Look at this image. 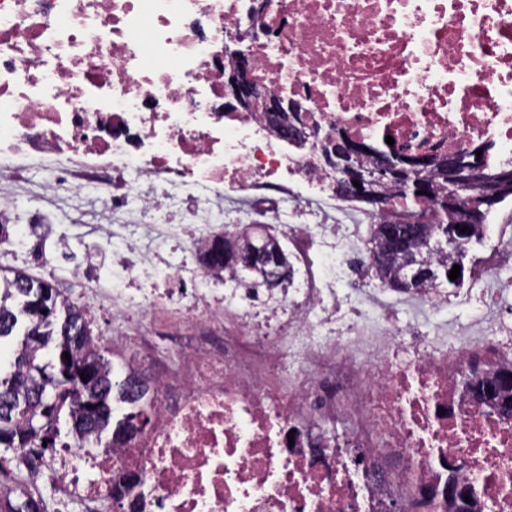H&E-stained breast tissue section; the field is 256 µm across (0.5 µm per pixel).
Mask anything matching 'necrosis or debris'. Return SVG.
<instances>
[{
    "mask_svg": "<svg viewBox=\"0 0 512 512\" xmlns=\"http://www.w3.org/2000/svg\"><path fill=\"white\" fill-rule=\"evenodd\" d=\"M244 2L0 0V183L35 153L56 170L46 194L136 204L140 225L100 226L119 278L70 274L134 348L152 352L156 315L183 335L177 365L154 362L147 428L105 449L72 440L21 472V492L50 484L52 512H87L138 474L125 512H448L453 480L474 512H512V420L459 386L472 360L512 361V307L485 335L448 337L377 310L375 288H336L349 260L369 269L370 246L338 223L320 150L224 109L218 52ZM251 38L253 79L305 101L323 130L512 159V0H272ZM231 194L259 204L225 208ZM13 222L1 198L0 251L54 273L68 239L39 250ZM231 224L317 251L324 283L264 300L219 287L200 253Z\"/></svg>",
    "mask_w": 512,
    "mask_h": 512,
    "instance_id": "1",
    "label": "necrosis or debris"
}]
</instances>
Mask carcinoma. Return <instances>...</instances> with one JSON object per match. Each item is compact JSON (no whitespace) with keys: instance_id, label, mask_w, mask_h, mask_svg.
Listing matches in <instances>:
<instances>
[{"instance_id":"1","label":"carcinoma","mask_w":512,"mask_h":512,"mask_svg":"<svg viewBox=\"0 0 512 512\" xmlns=\"http://www.w3.org/2000/svg\"><path fill=\"white\" fill-rule=\"evenodd\" d=\"M448 169L439 168L428 173L425 193H399L387 197L393 212L372 230V273L381 286L396 291L417 294L424 288H455L465 278L463 259L468 246L480 242L486 225L471 224L465 233L459 232L457 218L461 209L479 213L512 196V181L496 178L482 190H471L463 197L448 198L444 185L448 184ZM419 217L415 233L395 240L398 225L395 220ZM277 240L268 235L251 232L250 257H239L235 243L226 240L213 245L208 263L223 267L230 280L244 288H265L271 292L286 288L294 278V266L284 251L281 261L271 257L270 246ZM460 266V276L450 280L453 266ZM21 305L27 322L23 339L9 357L10 371L0 377V398L10 400L11 407L0 405V447L28 449V454L55 447L54 424L62 410H68L73 420L72 432L80 437L99 439L109 425L112 413V394L127 393L130 404L138 411L126 416L112 433V441L121 442L146 425L149 416L144 402L149 392L147 385L133 387L139 378L129 370L128 379L112 381V364L95 348L83 313L69 301L60 298L56 289L22 271L0 275V343L14 335L18 315L14 304ZM81 335L75 336L72 330ZM79 359L82 365L68 363ZM480 385H497L491 395L492 404L507 409L512 403V364L503 365L483 378ZM47 427L39 433L32 421ZM448 512H469L464 501L467 491L458 489L455 482L448 483ZM0 512H41L40 504L32 498L1 500Z\"/></svg>"}]
</instances>
